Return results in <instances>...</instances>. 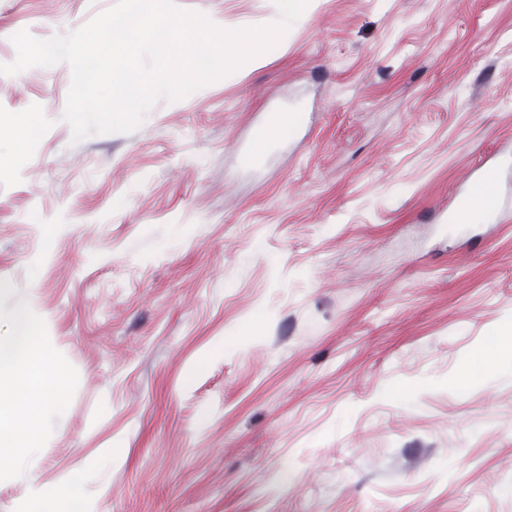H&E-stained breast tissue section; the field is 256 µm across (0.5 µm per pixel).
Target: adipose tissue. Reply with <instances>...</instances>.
<instances>
[{
  "mask_svg": "<svg viewBox=\"0 0 512 512\" xmlns=\"http://www.w3.org/2000/svg\"><path fill=\"white\" fill-rule=\"evenodd\" d=\"M37 331L24 313H15L11 335L0 337V379L16 380L12 389L0 388V470L13 466L30 451L41 434V417L49 398L61 396L66 379L29 353Z\"/></svg>",
  "mask_w": 512,
  "mask_h": 512,
  "instance_id": "1",
  "label": "adipose tissue"
}]
</instances>
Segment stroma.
Wrapping results in <instances>:
<instances>
[{"instance_id": "35a3bbf8", "label": "stroma", "mask_w": 512, "mask_h": 512, "mask_svg": "<svg viewBox=\"0 0 512 512\" xmlns=\"http://www.w3.org/2000/svg\"><path fill=\"white\" fill-rule=\"evenodd\" d=\"M115 3L0 0V63ZM70 83L0 75L40 126L0 141V336L26 312L69 378L0 512H512V356L468 374L512 329V0H308L130 133L74 141Z\"/></svg>"}]
</instances>
